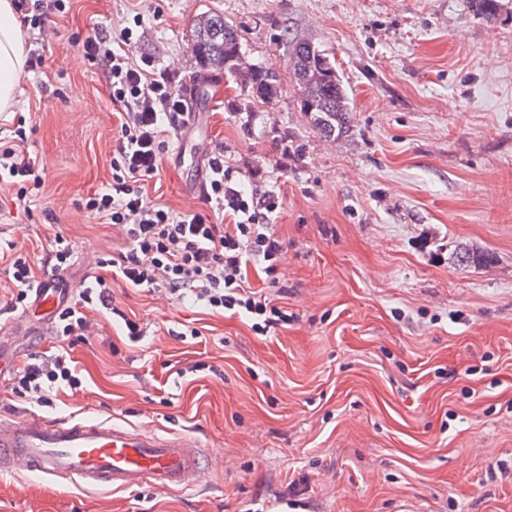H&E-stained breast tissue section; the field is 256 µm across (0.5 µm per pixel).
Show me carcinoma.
Listing matches in <instances>:
<instances>
[{"instance_id": "obj_1", "label": "carcinoma", "mask_w": 512, "mask_h": 512, "mask_svg": "<svg viewBox=\"0 0 512 512\" xmlns=\"http://www.w3.org/2000/svg\"><path fill=\"white\" fill-rule=\"evenodd\" d=\"M472 6L486 18H494L501 9L500 0H471ZM205 22L193 30V51L199 66L209 71L232 75L242 57L238 28L217 12H205ZM289 66L298 90L301 111L309 114L320 137L333 141L351 134L349 98L342 77L326 50L312 40L288 38ZM249 86L262 100L273 99L278 92L277 74L269 68L254 67ZM460 264L488 265L492 257L462 248L456 253Z\"/></svg>"}]
</instances>
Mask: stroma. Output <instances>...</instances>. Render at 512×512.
<instances>
[{
    "mask_svg": "<svg viewBox=\"0 0 512 512\" xmlns=\"http://www.w3.org/2000/svg\"><path fill=\"white\" fill-rule=\"evenodd\" d=\"M209 10L237 25L248 64L278 73L271 101L199 71L192 34ZM43 15L47 35L23 32L44 64L25 71L0 138L25 129L44 186L27 214L0 185V242L28 251L40 278L63 235L78 285L100 272L88 255L126 248L85 206L112 178L118 117L81 44L129 26V58L208 91L196 135H171L149 200L209 213L191 188L223 148L244 189L281 200L279 285L258 268L249 282L293 318L261 336L245 318L113 281L142 340L89 312L94 332L69 349L80 391L40 404L9 378L61 341L12 330L0 258V412L192 429L210 456L190 493L0 472V512H512V476H490L512 468V2L493 19L470 0H70ZM291 33L334 58L351 136L323 139L301 112ZM462 247L495 262L460 265Z\"/></svg>",
    "mask_w": 512,
    "mask_h": 512,
    "instance_id": "1",
    "label": "stroma"
}]
</instances>
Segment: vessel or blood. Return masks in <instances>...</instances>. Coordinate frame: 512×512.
<instances>
[{"label":"vessel or blood","mask_w":512,"mask_h":512,"mask_svg":"<svg viewBox=\"0 0 512 512\" xmlns=\"http://www.w3.org/2000/svg\"><path fill=\"white\" fill-rule=\"evenodd\" d=\"M33 293L30 311L45 326L74 289L60 274L51 273ZM205 460V445L191 430L162 434L95 417H0V471L35 472L116 490L147 485L164 492L190 491L202 482Z\"/></svg>","instance_id":"vessel-or-blood-1"}]
</instances>
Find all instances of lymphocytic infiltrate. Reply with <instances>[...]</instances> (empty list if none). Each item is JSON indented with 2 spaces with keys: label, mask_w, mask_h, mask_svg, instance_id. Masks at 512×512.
<instances>
[{
  "label": "lymphocytic infiltrate",
  "mask_w": 512,
  "mask_h": 512,
  "mask_svg": "<svg viewBox=\"0 0 512 512\" xmlns=\"http://www.w3.org/2000/svg\"><path fill=\"white\" fill-rule=\"evenodd\" d=\"M132 37V28L125 27L112 36H94L83 43L90 59L104 63L110 95L120 114L112 180L104 191L89 195L86 206L105 223L117 226L128 247L107 259L110 276H97L80 289L73 304L58 312L55 335L60 339L82 335L88 312L98 311L121 318L129 339L138 341L139 324L113 302L116 278L135 288L163 289L216 313L241 314L255 333L268 334L286 325L290 316L252 291L249 269L259 263L268 276L277 274L284 246L270 221L280 207L279 197L245 194L225 168L224 152L218 149L207 159L204 199L221 214L222 223H211L198 212L176 213L148 202L146 184L158 174L170 134L185 125L187 112L170 71L122 54L121 45ZM26 142L22 130L12 140L0 141V183L15 187L18 200L29 204L44 179ZM81 385L69 353L61 349L49 356H31L15 374L12 389L43 402L50 393L75 392Z\"/></svg>",
  "instance_id": "1"
}]
</instances>
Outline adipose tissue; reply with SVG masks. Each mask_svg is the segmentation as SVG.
Listing matches in <instances>:
<instances>
[{"instance_id":"adipose-tissue-1","label":"adipose tissue","mask_w":512,"mask_h":512,"mask_svg":"<svg viewBox=\"0 0 512 512\" xmlns=\"http://www.w3.org/2000/svg\"><path fill=\"white\" fill-rule=\"evenodd\" d=\"M24 34L12 0H0V114L14 112L25 70Z\"/></svg>"}]
</instances>
